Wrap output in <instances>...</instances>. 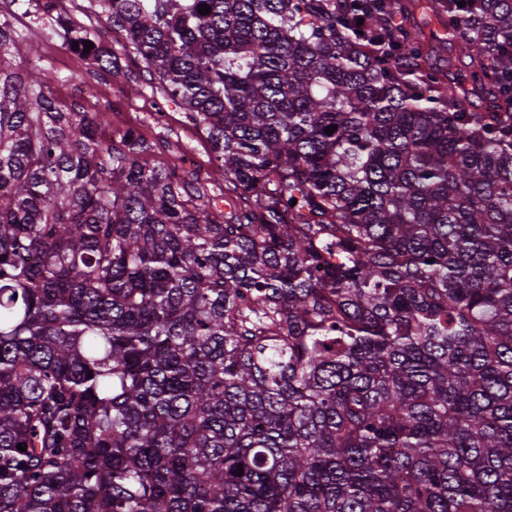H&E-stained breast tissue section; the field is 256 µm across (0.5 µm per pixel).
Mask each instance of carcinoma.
Wrapping results in <instances>:
<instances>
[{
  "instance_id": "1",
  "label": "carcinoma",
  "mask_w": 512,
  "mask_h": 512,
  "mask_svg": "<svg viewBox=\"0 0 512 512\" xmlns=\"http://www.w3.org/2000/svg\"><path fill=\"white\" fill-rule=\"evenodd\" d=\"M93 2L235 200L0 16V512H512V0Z\"/></svg>"
}]
</instances>
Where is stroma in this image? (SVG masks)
Instances as JSON below:
<instances>
[{
	"mask_svg": "<svg viewBox=\"0 0 512 512\" xmlns=\"http://www.w3.org/2000/svg\"><path fill=\"white\" fill-rule=\"evenodd\" d=\"M13 24L22 37L21 54L16 59L19 69L38 65L54 72L57 79L50 86V95L55 102L104 116L99 133L107 142L126 128L138 129L151 146L145 156L148 165L178 171L214 199L217 213L228 212L224 173L217 167L205 135L177 104L164 103L140 58L113 46L107 37L102 45L112 48L114 64L111 71L99 70L55 36L38 6L15 17Z\"/></svg>",
	"mask_w": 512,
	"mask_h": 512,
	"instance_id": "stroma-1",
	"label": "stroma"
}]
</instances>
